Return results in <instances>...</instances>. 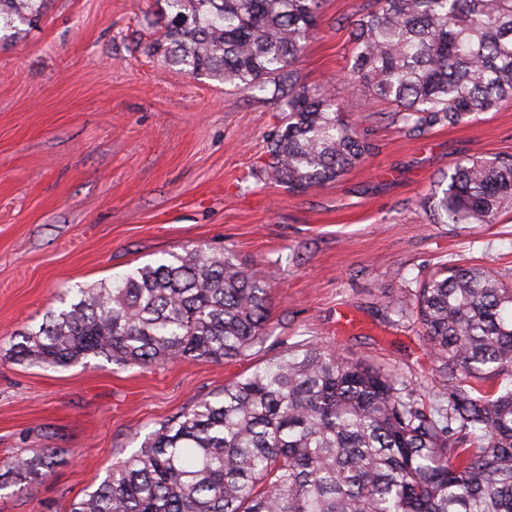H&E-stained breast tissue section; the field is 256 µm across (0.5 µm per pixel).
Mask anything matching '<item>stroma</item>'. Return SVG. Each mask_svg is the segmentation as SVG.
Wrapping results in <instances>:
<instances>
[{
	"mask_svg": "<svg viewBox=\"0 0 512 512\" xmlns=\"http://www.w3.org/2000/svg\"><path fill=\"white\" fill-rule=\"evenodd\" d=\"M365 2L324 0L300 83L342 90L348 21ZM165 11L164 0H51L38 29L0 43V460L61 452L30 493L0 489V512H69L148 434L287 343L384 361L435 387L429 348L389 322L381 297L447 263L512 271V209L494 224H434L423 207L457 163L512 154V101L412 137L390 103L342 90L378 150L338 182L293 193L257 177L276 104L163 64L150 45ZM197 245L271 275V335L250 359L146 370L9 358L15 333L77 288ZM343 311L356 327H342Z\"/></svg>",
	"mask_w": 512,
	"mask_h": 512,
	"instance_id": "35a3bbf8",
	"label": "stroma"
}]
</instances>
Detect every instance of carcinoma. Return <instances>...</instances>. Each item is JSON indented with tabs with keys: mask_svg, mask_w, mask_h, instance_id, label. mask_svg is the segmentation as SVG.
Listing matches in <instances>:
<instances>
[{
	"mask_svg": "<svg viewBox=\"0 0 512 512\" xmlns=\"http://www.w3.org/2000/svg\"><path fill=\"white\" fill-rule=\"evenodd\" d=\"M51 0H0V42L37 27ZM150 44L165 64L267 92L281 124L259 173L304 192L376 150L344 98L297 79L323 0H165ZM345 88L385 99L413 135L512 100V0H369L349 21ZM512 207V155L471 158L429 199L436 224H494ZM17 333L10 357L67 367L93 355L152 369L233 362L270 336L269 276L196 246L110 282ZM381 306L433 352L437 389L386 364L294 343L148 434L71 512H512V284L450 265ZM42 448L0 462L30 491L56 466Z\"/></svg>",
	"mask_w": 512,
	"mask_h": 512,
	"instance_id": "carcinoma-1",
	"label": "carcinoma"
}]
</instances>
